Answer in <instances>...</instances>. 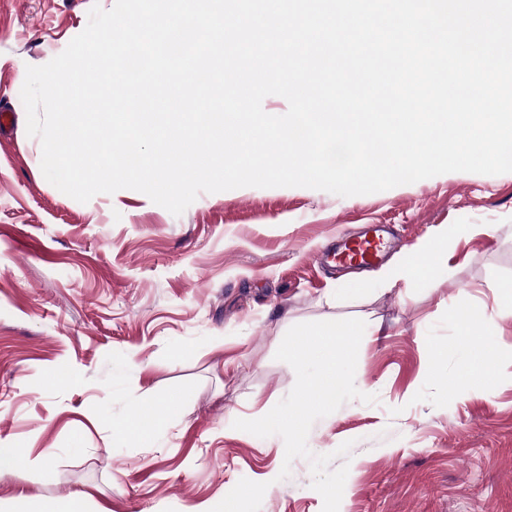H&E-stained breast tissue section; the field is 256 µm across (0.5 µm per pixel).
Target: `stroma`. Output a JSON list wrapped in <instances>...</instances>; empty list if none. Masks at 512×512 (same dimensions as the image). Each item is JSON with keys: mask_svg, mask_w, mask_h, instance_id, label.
<instances>
[{"mask_svg": "<svg viewBox=\"0 0 512 512\" xmlns=\"http://www.w3.org/2000/svg\"><path fill=\"white\" fill-rule=\"evenodd\" d=\"M95 4L115 0H0V446L27 457L0 476V501L206 512L246 478L268 485L261 512H322L308 460L280 478L282 438L233 423L293 388L275 358L290 327L358 318L355 384L377 401L345 403L307 438L330 469L349 467L339 512H512V318L499 314L512 173L351 197L244 187L200 194L179 216L130 189L78 202L45 179L20 92L27 66L60 54ZM370 224L400 239L383 267L327 275L321 252ZM440 230L446 268L390 286ZM465 313L491 338L494 392L451 400L469 372L455 354ZM142 404L176 407L147 439L127 428Z\"/></svg>", "mask_w": 512, "mask_h": 512, "instance_id": "stroma-1", "label": "stroma"}]
</instances>
